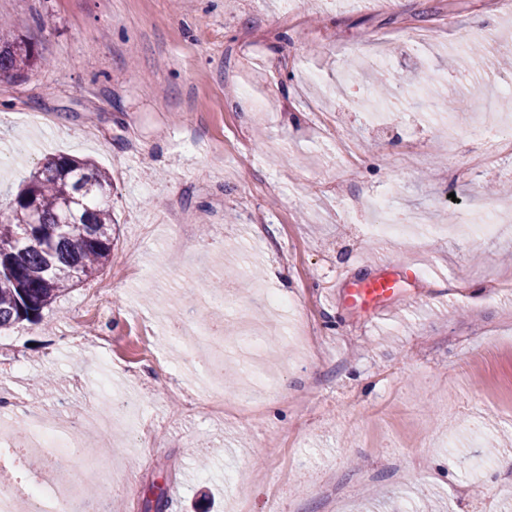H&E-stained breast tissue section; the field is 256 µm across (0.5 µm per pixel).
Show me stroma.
Wrapping results in <instances>:
<instances>
[{
  "instance_id": "stroma-1",
  "label": "stroma",
  "mask_w": 512,
  "mask_h": 512,
  "mask_svg": "<svg viewBox=\"0 0 512 512\" xmlns=\"http://www.w3.org/2000/svg\"><path fill=\"white\" fill-rule=\"evenodd\" d=\"M0 31L49 60L0 80V210L68 154L110 172L117 221L104 269L0 340V464L17 482L32 415L108 411L77 463L112 512H142L154 484L176 512H425L420 489L438 512H512V287L490 288L512 271V196L483 192L512 182V156L470 165L512 72L466 54L482 33L512 38L500 0H0ZM351 60L362 74L336 86ZM378 68L395 77L383 100ZM443 95L464 108L430 111ZM376 197L409 222L401 241L372 224ZM489 207L497 243L469 230ZM386 263L413 276L383 315L328 299L338 275ZM239 314L277 355L249 393ZM187 315L223 381L187 359ZM115 395L148 439L109 411ZM218 397L223 415L203 414Z\"/></svg>"
}]
</instances>
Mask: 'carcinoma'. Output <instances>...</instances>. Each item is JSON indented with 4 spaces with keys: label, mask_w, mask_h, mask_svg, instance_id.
Masks as SVG:
<instances>
[{
    "label": "carcinoma",
    "mask_w": 512,
    "mask_h": 512,
    "mask_svg": "<svg viewBox=\"0 0 512 512\" xmlns=\"http://www.w3.org/2000/svg\"><path fill=\"white\" fill-rule=\"evenodd\" d=\"M40 63L20 37L0 36V76ZM110 174L69 155L46 159L0 217V331L34 322L62 292L104 268L112 251ZM37 223H31L30 208Z\"/></svg>",
    "instance_id": "carcinoma-1"
}]
</instances>
